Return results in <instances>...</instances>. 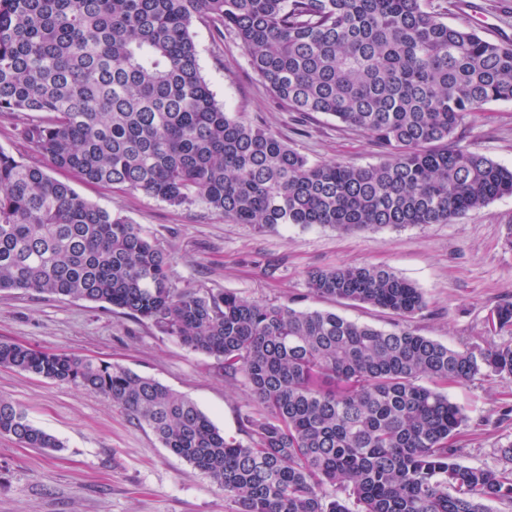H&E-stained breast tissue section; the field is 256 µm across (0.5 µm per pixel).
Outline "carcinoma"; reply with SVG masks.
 I'll return each instance as SVG.
<instances>
[{
    "instance_id": "1",
    "label": "carcinoma",
    "mask_w": 512,
    "mask_h": 512,
    "mask_svg": "<svg viewBox=\"0 0 512 512\" xmlns=\"http://www.w3.org/2000/svg\"><path fill=\"white\" fill-rule=\"evenodd\" d=\"M233 33L274 101L321 113L381 148L376 164L311 163L224 110L190 28ZM512 101V44L451 26L430 0H0V290L105 303L242 379L244 437L198 405L107 361L0 342V367L100 394L224 491L231 512H489L512 466H466L465 422L444 388L512 376V344L457 350L416 332L423 292L392 270L308 273L311 293L391 312L390 330L320 310L180 288L171 256L48 167L258 230L342 232L459 217L512 195V168L464 142L469 116ZM26 112H46L24 121ZM492 325L512 326V303ZM0 433L62 443L0 398ZM16 133L15 121L11 117L0 116V148L17 156V152H25L17 139Z\"/></svg>"
}]
</instances>
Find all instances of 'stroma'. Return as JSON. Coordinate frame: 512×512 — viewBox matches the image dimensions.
<instances>
[{
  "label": "stroma",
  "mask_w": 512,
  "mask_h": 512,
  "mask_svg": "<svg viewBox=\"0 0 512 512\" xmlns=\"http://www.w3.org/2000/svg\"><path fill=\"white\" fill-rule=\"evenodd\" d=\"M449 24L470 23L485 39L512 43V0H447ZM201 73L218 102L239 119L277 133L310 162L378 163L379 149L335 118L300 120L277 106L232 34L213 23L192 27ZM472 151L512 167V102H495L470 118ZM74 182L89 202L139 225L172 257L179 287L231 291L250 301L335 312L382 329L390 312L311 293L306 273L333 266H383L422 289L427 307L412 326L450 347L512 343V328L487 318L512 303V196L491 201L453 224L338 232L276 227L257 232L194 203L174 207L140 192ZM0 341L120 364L155 378L197 403L224 434L239 435L253 405L242 382L225 378L214 358L191 351L100 304L0 291ZM467 418L455 438L462 464L503 467L512 443V377L481 376L449 387ZM0 397L17 403L33 425L55 436L47 451L0 434V512H230L224 493L190 463L164 448L150 428L96 393L35 374L0 368Z\"/></svg>",
  "instance_id": "obj_1"
}]
</instances>
